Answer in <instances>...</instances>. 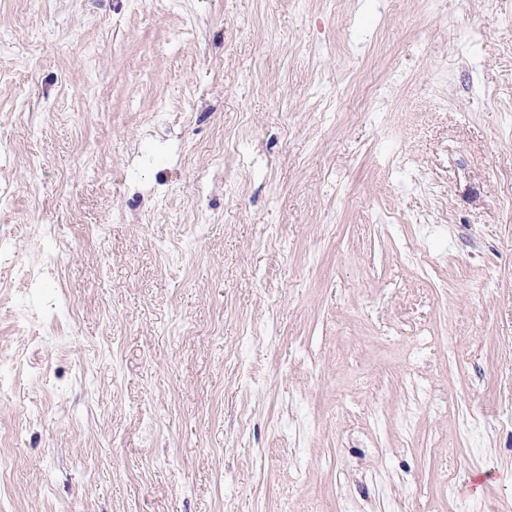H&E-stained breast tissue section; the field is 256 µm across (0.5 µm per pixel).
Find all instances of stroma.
Returning <instances> with one entry per match:
<instances>
[{"label":"stroma","instance_id":"stroma-1","mask_svg":"<svg viewBox=\"0 0 512 512\" xmlns=\"http://www.w3.org/2000/svg\"><path fill=\"white\" fill-rule=\"evenodd\" d=\"M0 512H512V0H0Z\"/></svg>","mask_w":512,"mask_h":512}]
</instances>
